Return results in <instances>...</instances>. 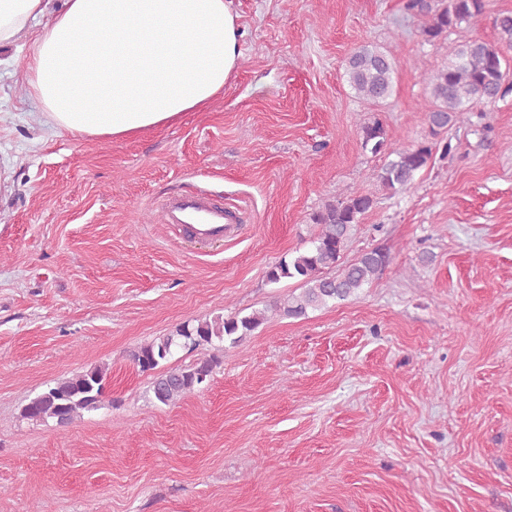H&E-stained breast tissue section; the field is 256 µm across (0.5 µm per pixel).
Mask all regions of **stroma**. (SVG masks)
Listing matches in <instances>:
<instances>
[{"label": "stroma", "instance_id": "obj_1", "mask_svg": "<svg viewBox=\"0 0 512 512\" xmlns=\"http://www.w3.org/2000/svg\"><path fill=\"white\" fill-rule=\"evenodd\" d=\"M406 0H234L243 57L205 112L132 139L41 122L27 47L0 48V512H512V74L442 136L422 116L451 48L499 44L512 0L425 41ZM374 45L394 93L359 99L347 58ZM429 144L386 192L385 153ZM207 188L246 219L190 244L159 203ZM374 206L341 254L388 261L356 296L300 319L269 268L309 247L312 215ZM267 310L208 385L165 406L140 346L185 322ZM107 366L111 406L22 420L46 386ZM362 146L367 149L370 146L372 153H381L386 145V131L379 122L368 123L362 126Z\"/></svg>", "mask_w": 512, "mask_h": 512}]
</instances>
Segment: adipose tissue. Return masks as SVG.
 Here are the masks:
<instances>
[{
  "label": "adipose tissue",
  "mask_w": 512,
  "mask_h": 512,
  "mask_svg": "<svg viewBox=\"0 0 512 512\" xmlns=\"http://www.w3.org/2000/svg\"><path fill=\"white\" fill-rule=\"evenodd\" d=\"M0 0V46L25 39L48 126L128 139L207 109L238 69L233 0Z\"/></svg>",
  "instance_id": "ef3b65f1"
}]
</instances>
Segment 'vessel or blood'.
I'll return each instance as SVG.
<instances>
[{
    "label": "vessel or blood",
    "mask_w": 512,
    "mask_h": 512,
    "mask_svg": "<svg viewBox=\"0 0 512 512\" xmlns=\"http://www.w3.org/2000/svg\"><path fill=\"white\" fill-rule=\"evenodd\" d=\"M164 221L185 238L198 243L220 242L235 236L239 217L212 191L169 197L162 205Z\"/></svg>",
    "instance_id": "b4317fda"
}]
</instances>
